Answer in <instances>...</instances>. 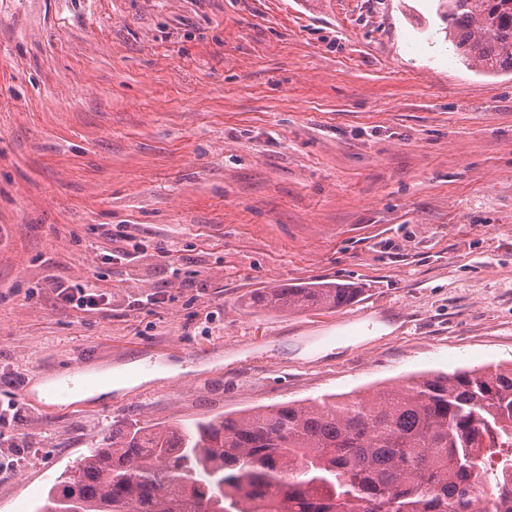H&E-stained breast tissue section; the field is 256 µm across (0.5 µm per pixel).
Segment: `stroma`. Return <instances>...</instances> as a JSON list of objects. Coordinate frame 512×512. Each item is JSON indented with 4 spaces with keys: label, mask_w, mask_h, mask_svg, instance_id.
<instances>
[{
    "label": "stroma",
    "mask_w": 512,
    "mask_h": 512,
    "mask_svg": "<svg viewBox=\"0 0 512 512\" xmlns=\"http://www.w3.org/2000/svg\"><path fill=\"white\" fill-rule=\"evenodd\" d=\"M311 282L361 294L250 305ZM152 359L182 371L30 393ZM487 364L512 365V70L459 61L440 0H0V512L116 427ZM57 295L62 301L80 306H97L105 301L103 294H98L92 284H85L76 288V292L70 287L57 289ZM360 293V288L348 284L285 285L255 293L251 304L253 307L278 312L339 309L352 304ZM82 362L75 364L74 369L70 372L69 376L60 377L56 383L55 394L60 399H67L72 391L78 387H83V390L75 395L76 399H84L89 396L107 394L112 392L113 389H120L136 385L145 381L151 377L143 378L135 374H128L126 372H117L112 374L111 372H103L92 374L88 377H92L96 380L95 387L91 388L93 384L90 381H83L81 379ZM90 388V389H86Z\"/></svg>",
    "instance_id": "obj_1"
}]
</instances>
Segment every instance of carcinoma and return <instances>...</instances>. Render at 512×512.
Segmentation results:
<instances>
[{"instance_id":"carcinoma-1","label":"carcinoma","mask_w":512,"mask_h":512,"mask_svg":"<svg viewBox=\"0 0 512 512\" xmlns=\"http://www.w3.org/2000/svg\"><path fill=\"white\" fill-rule=\"evenodd\" d=\"M462 62L512 69V0H445ZM361 289L281 286L252 306L339 309ZM512 449V368L429 373L370 396L261 407L191 430L112 431L50 488L45 512H512V462L481 486L475 471Z\"/></svg>"}]
</instances>
